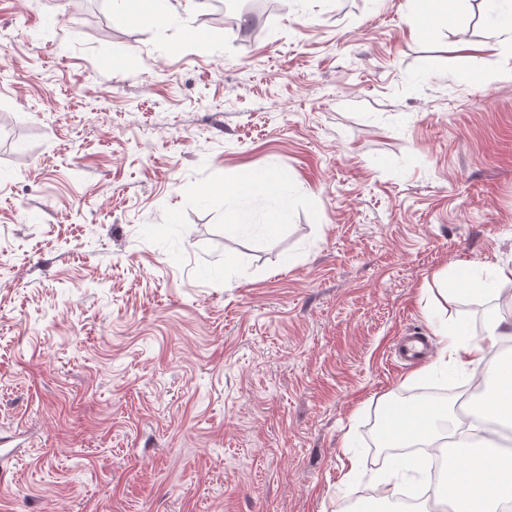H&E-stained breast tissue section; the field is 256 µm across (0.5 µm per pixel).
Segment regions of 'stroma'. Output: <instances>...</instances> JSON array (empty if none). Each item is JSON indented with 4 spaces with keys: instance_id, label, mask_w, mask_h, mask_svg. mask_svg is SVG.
I'll use <instances>...</instances> for the list:
<instances>
[{
    "instance_id": "1",
    "label": "stroma",
    "mask_w": 512,
    "mask_h": 512,
    "mask_svg": "<svg viewBox=\"0 0 512 512\" xmlns=\"http://www.w3.org/2000/svg\"><path fill=\"white\" fill-rule=\"evenodd\" d=\"M214 11L0 0V512L401 492L415 474L367 442L428 374L390 344L463 318L481 338L438 281L512 268V44L483 0L436 29L428 0ZM256 169L285 199L237 191ZM138 5L133 11L135 17L143 19L154 26L166 24L176 10L179 0H139L127 1Z\"/></svg>"
}]
</instances>
